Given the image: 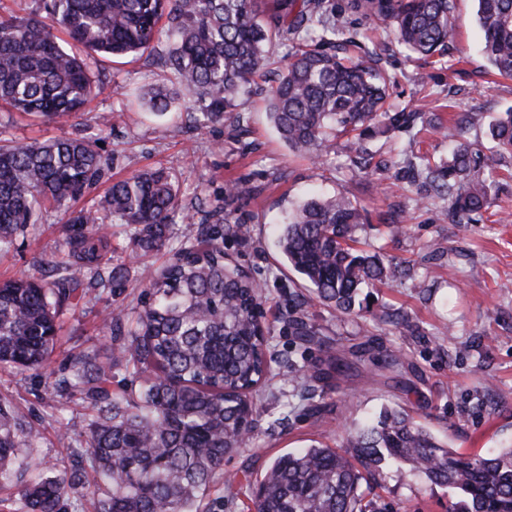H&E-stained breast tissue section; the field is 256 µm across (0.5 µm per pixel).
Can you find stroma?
I'll list each match as a JSON object with an SVG mask.
<instances>
[{"label":"stroma","instance_id":"1","mask_svg":"<svg viewBox=\"0 0 512 512\" xmlns=\"http://www.w3.org/2000/svg\"><path fill=\"white\" fill-rule=\"evenodd\" d=\"M451 22L448 53L425 62L396 47L387 25L351 16L357 42L377 52L395 79L391 104L416 115L409 125L382 128L366 139L372 158L366 170L353 166L340 136L314 157L289 151L267 116L263 79L232 124L198 130L185 124L183 112L162 117L146 112L133 94L163 78V40L141 56L92 59L93 77L104 90L69 121L0 108V125L17 144L100 137L109 168L77 200L80 208L98 201L114 181L150 169L174 177L181 212L198 223L208 222L226 184L249 189L240 213L250 233L225 242L224 251L261 286L276 364L273 379L255 395L252 442L225 458L223 474L210 487L206 501L212 512H250L252 490L277 456L316 442L339 447L386 407L409 410L442 444L465 453L512 445V160L495 174V202L478 224L450 223L447 199L418 194L396 177L406 162L422 169L447 159L449 141L435 127L447 123L451 113H471L465 136L483 150L491 145L492 119L512 108V78L490 73L481 53L473 0H457ZM338 193L364 207L358 238L366 249L383 253L399 271L370 289L352 315L316 302L308 306L316 340L307 343L288 324L300 288L282 260L279 227L300 199ZM64 220L63 209L42 207L37 223L0 249V280L62 278ZM185 231L182 221H174L161 250L135 258L128 248L132 228L112 225L108 263L127 268L131 289L118 294L90 288L63 306L46 369L0 366V404L38 430L28 477L53 475L84 459L93 414L79 389L56 390L58 371L78 354L108 361L113 342L99 329L102 315L115 308L135 315L136 283L171 257ZM397 314L409 318L399 331L387 322ZM339 351L355 369L315 380L327 356ZM383 472L382 484L366 493L372 512H450L454 495L448 488L390 463Z\"/></svg>","mask_w":512,"mask_h":512}]
</instances>
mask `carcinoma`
Here are the masks:
<instances>
[{
  "label": "carcinoma",
  "instance_id": "obj_1",
  "mask_svg": "<svg viewBox=\"0 0 512 512\" xmlns=\"http://www.w3.org/2000/svg\"><path fill=\"white\" fill-rule=\"evenodd\" d=\"M456 0H347V9L391 26L393 42L412 53L443 55ZM488 66L512 78V0H475ZM63 30L89 54L125 57L170 42L165 70L178 87L141 90L139 104L164 115L183 88L196 128L236 120L240 95L269 68L265 45L291 43L288 63L266 90L269 118L290 150L316 155L328 131L347 136L353 165L365 168L364 137L378 124L400 127L412 113L385 107L392 77L377 53H341L346 21L332 0H35L25 16L0 15V106L50 121L85 111L97 86L85 59L58 42ZM471 116L455 122L448 160L430 169L417 192L448 197L452 220L477 224L492 201L488 176L512 156V110L490 127L494 149L484 153L463 139ZM99 139L80 137L13 145L0 129V247L34 223L45 202L61 207L80 198L108 166ZM249 190L229 184L217 220L190 234L141 284L135 328L114 309L101 331L117 345L113 362L88 355L70 360L55 385L80 389L95 412L87 463L107 483L98 512H200L224 457L245 442L256 412L254 394L272 373L258 284L227 261L224 240L249 228L238 215ZM179 209L178 188L163 171L133 173L112 184L90 208L67 212L68 254L60 288L34 275L0 282V363L43 367L53 353L62 303L89 274L94 287H130L122 267L104 259L109 224L133 227L131 254L161 249ZM364 208L344 195L311 198L288 215L280 252L300 275L312 301L342 315L355 311L363 288L395 276L397 266L357 249ZM144 375L136 398L112 392V364ZM21 417L0 406V478L24 457L14 428ZM408 465L434 485L461 495L453 512H512V447L490 456L441 446L404 408L386 409L376 422L347 436L342 449L312 445L278 456L258 483L255 512H365L362 485L382 462ZM83 486L81 469L22 482L16 512H68Z\"/></svg>",
  "mask_w": 512,
  "mask_h": 512
}]
</instances>
